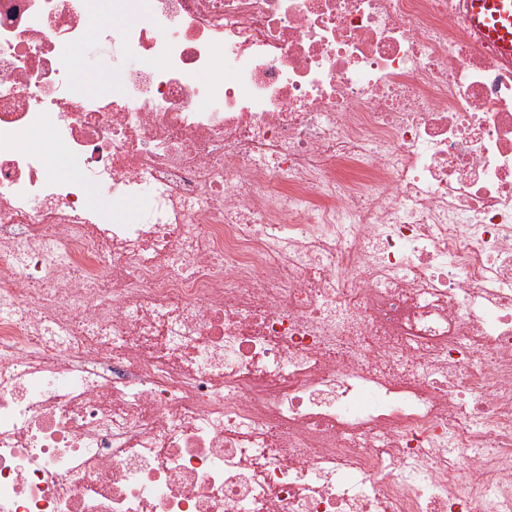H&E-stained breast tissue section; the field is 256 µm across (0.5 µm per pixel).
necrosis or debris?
Here are the masks:
<instances>
[{"label":"necrosis or debris","mask_w":512,"mask_h":512,"mask_svg":"<svg viewBox=\"0 0 512 512\" xmlns=\"http://www.w3.org/2000/svg\"><path fill=\"white\" fill-rule=\"evenodd\" d=\"M134 8L0 0V512H512V63L460 0ZM87 49V47H86ZM86 49H85V55H84V61H85V78L87 82L90 84V86L95 90H103L107 88L111 82L112 79V53L110 57L104 59V60H98L96 62H99L97 65L93 66L92 63L94 60L90 59L88 57V54L86 56ZM103 69H107L108 73L104 74L102 72Z\"/></svg>","instance_id":"obj_1"}]
</instances>
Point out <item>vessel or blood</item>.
Returning a JSON list of instances; mask_svg holds the SVG:
<instances>
[{"mask_svg":"<svg viewBox=\"0 0 512 512\" xmlns=\"http://www.w3.org/2000/svg\"><path fill=\"white\" fill-rule=\"evenodd\" d=\"M468 31L512 62V0H462Z\"/></svg>","mask_w":512,"mask_h":512,"instance_id":"1","label":"vessel or blood"}]
</instances>
